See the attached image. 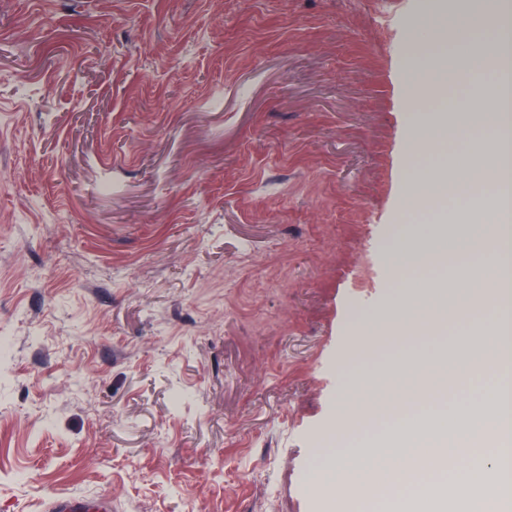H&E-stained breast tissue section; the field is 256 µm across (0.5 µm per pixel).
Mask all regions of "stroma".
Listing matches in <instances>:
<instances>
[{"mask_svg": "<svg viewBox=\"0 0 512 512\" xmlns=\"http://www.w3.org/2000/svg\"><path fill=\"white\" fill-rule=\"evenodd\" d=\"M421 0H0V512H336L337 367L400 284ZM467 324L380 426L466 405ZM49 512H112V501L108 497L87 499L79 495H57L52 498Z\"/></svg>", "mask_w": 512, "mask_h": 512, "instance_id": "1", "label": "stroma"}]
</instances>
